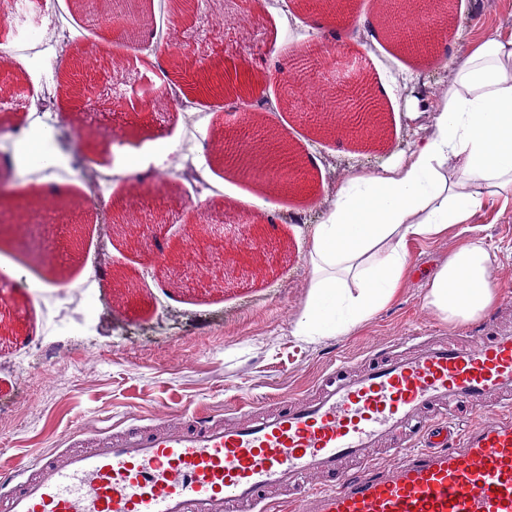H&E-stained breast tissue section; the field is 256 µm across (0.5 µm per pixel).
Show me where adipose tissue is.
Wrapping results in <instances>:
<instances>
[{"label": "adipose tissue", "instance_id": "obj_1", "mask_svg": "<svg viewBox=\"0 0 512 512\" xmlns=\"http://www.w3.org/2000/svg\"><path fill=\"white\" fill-rule=\"evenodd\" d=\"M455 41L444 95L409 153L349 176L332 192L312 230L297 335L349 332L393 297L410 239L469 223L485 198L512 204V35L491 32L472 43L460 29ZM51 137L43 127L25 130L17 162L59 167ZM496 266L482 240L465 241L432 275L428 308L453 325L478 320L496 302Z\"/></svg>", "mask_w": 512, "mask_h": 512}]
</instances>
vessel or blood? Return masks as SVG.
<instances>
[{"label": "vessel or blood", "instance_id": "vessel-or-blood-1", "mask_svg": "<svg viewBox=\"0 0 512 512\" xmlns=\"http://www.w3.org/2000/svg\"><path fill=\"white\" fill-rule=\"evenodd\" d=\"M463 411L489 420L458 428ZM240 412L85 433L17 485L1 481L0 512H270L274 490L295 512H512L511 328H479L465 343L402 336L279 408ZM387 442L399 459L382 468L370 451Z\"/></svg>", "mask_w": 512, "mask_h": 512}]
</instances>
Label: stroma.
Wrapping results in <instances>:
<instances>
[{
  "instance_id": "stroma-1",
  "label": "stroma",
  "mask_w": 512,
  "mask_h": 512,
  "mask_svg": "<svg viewBox=\"0 0 512 512\" xmlns=\"http://www.w3.org/2000/svg\"><path fill=\"white\" fill-rule=\"evenodd\" d=\"M177 0H112V11L135 8L150 24L111 29L94 0H49L53 17L74 42L55 66L57 77L85 85L82 104L59 98L61 125L97 129V138L58 143L71 158L55 177L69 183L60 204L34 202L24 183L41 171L14 164L17 142L32 121L27 99L41 83L36 44L13 54L14 80L0 93V178H9L13 207L0 209V258L14 273L0 277V457L12 460L66 448L79 432L148 424L163 409L196 407L234 417L240 401H272L306 391L334 360L367 363L398 336H463L426 305L427 284L438 264L477 236L496 254L498 301L487 321L512 324V211L499 214L486 200L471 223L448 236L419 239L408 250L411 273L391 301L349 333L313 341L294 328L308 294L310 235L337 181L395 162L408 151L419 121L448 81L446 63L456 28L512 33V0H346L340 39L311 29L322 16L317 0H204L180 11ZM395 10L399 28L422 32L418 47L379 29L357 33L360 18L382 20ZM193 37L190 58H171L160 73L150 57L156 36ZM224 72L223 104L194 97L187 112L153 104L154 84L167 77L192 91L193 62ZM301 77L303 94L284 96L276 72ZM369 76L368 95L381 109L380 143L340 129L323 133L303 118L325 108L326 92L357 95ZM249 106L260 127L278 130L300 156L306 188L276 189L262 178H243L227 165L225 131H250L239 109ZM154 145L146 168L115 173L121 150ZM188 144L206 182L192 185L153 176L168 153ZM108 180L110 207H100L79 186L82 165ZM159 191L146 198L154 232L140 228L102 243L101 229L125 208L130 185ZM223 210V231L195 234L199 209ZM34 218L32 226L12 216ZM224 253L222 264L210 254Z\"/></svg>"
}]
</instances>
